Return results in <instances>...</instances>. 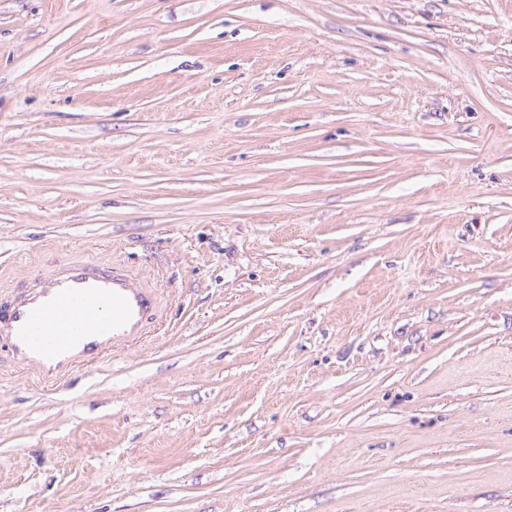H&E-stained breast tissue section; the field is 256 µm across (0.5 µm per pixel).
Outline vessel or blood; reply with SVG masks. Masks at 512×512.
<instances>
[{"mask_svg": "<svg viewBox=\"0 0 512 512\" xmlns=\"http://www.w3.org/2000/svg\"><path fill=\"white\" fill-rule=\"evenodd\" d=\"M155 307V292L143 281L76 258L40 272L32 287L0 303V336L16 363L51 383L142 336Z\"/></svg>", "mask_w": 512, "mask_h": 512, "instance_id": "b4317fda", "label": "vessel or blood"}]
</instances>
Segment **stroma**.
Here are the masks:
<instances>
[{
  "label": "stroma",
  "instance_id": "stroma-1",
  "mask_svg": "<svg viewBox=\"0 0 512 512\" xmlns=\"http://www.w3.org/2000/svg\"><path fill=\"white\" fill-rule=\"evenodd\" d=\"M152 284L0 512H512V0H0V298Z\"/></svg>",
  "mask_w": 512,
  "mask_h": 512
}]
</instances>
